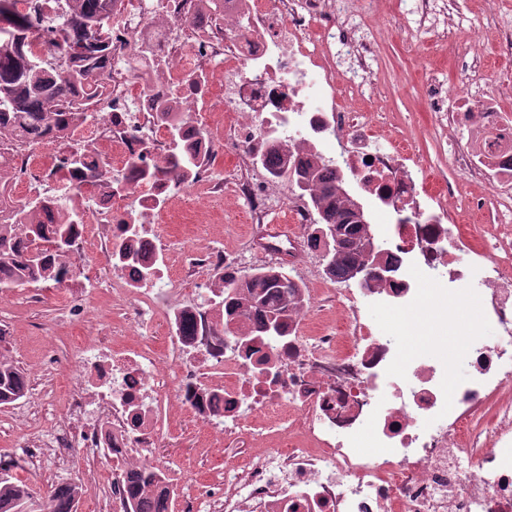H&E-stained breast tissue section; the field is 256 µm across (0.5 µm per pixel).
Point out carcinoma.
Instances as JSON below:
<instances>
[{
  "instance_id": "obj_1",
  "label": "carcinoma",
  "mask_w": 512,
  "mask_h": 512,
  "mask_svg": "<svg viewBox=\"0 0 512 512\" xmlns=\"http://www.w3.org/2000/svg\"><path fill=\"white\" fill-rule=\"evenodd\" d=\"M57 20V39L46 55L34 57L26 46L42 35L43 19ZM117 48L112 44V0H42L30 12L16 9V0H0V145L18 144L29 150L40 143L61 144L56 167L47 176L53 194H37L16 203L0 176V213H11L9 223L0 221V288H15L44 281L62 285L70 264L66 252L75 243L74 226L82 214L67 210L65 197L83 189L53 178L60 171L77 174L92 187L112 189L110 161L89 157L75 139L89 121L104 117L99 105L107 92ZM159 119L174 132L171 144L179 147L185 134L180 113L160 108ZM199 154H166L155 172L171 175L198 167ZM293 181L307 193L318 210L313 241L320 229L334 224L343 230L344 244L332 254L326 273L335 282L349 280L361 261V222L353 201L343 190L344 179L334 169L300 165ZM224 304V320L215 323L214 335H227L233 320L252 321L251 335L269 336L267 323L280 320L288 331V309L299 297L300 285L283 268H259L249 274H225L218 284ZM26 391L24 372L0 360V404L12 402ZM169 478L159 466L134 471L127 479L126 512H169ZM30 499L27 484L5 472L0 465V512H18ZM77 486L55 488L44 503V512H75Z\"/></svg>"
}]
</instances>
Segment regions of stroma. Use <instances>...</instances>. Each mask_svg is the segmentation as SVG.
Segmentation results:
<instances>
[{
    "instance_id": "35a3bbf8",
    "label": "stroma",
    "mask_w": 512,
    "mask_h": 512,
    "mask_svg": "<svg viewBox=\"0 0 512 512\" xmlns=\"http://www.w3.org/2000/svg\"><path fill=\"white\" fill-rule=\"evenodd\" d=\"M454 23L483 24L478 39L462 34L449 42L442 26H414L407 35L397 32L399 0H355L356 10L377 38L378 63L372 87L346 90L345 96L361 114H370L385 134L407 139L412 151L431 167L435 187L457 188L456 207L459 230L473 245L494 239L512 240V213L501 208L487 188L467 183L451 162L452 147L447 131L435 125L426 104L427 87L439 79L466 87L467 64L473 57L485 60L489 69L501 76H512V54L503 48L499 36L512 29V0H451ZM486 200L482 216H468L472 198ZM145 229L162 246L171 285L193 290L198 301H205L213 278L205 261L209 252H243L257 230L245 220L244 206L232 190H225L217 201L206 191H198L186 213L172 219L154 216ZM86 263L92 272L74 277L68 286L40 283L0 294V357L24 370L28 391L9 405H0V461L13 464V476L26 482L32 499L30 512H40L49 492L55 487L79 482L84 470L81 454H74L68 468L45 463L31 467L24 450L34 439L53 432L64 410L69 387L77 376L83 336H96L107 346L121 350L137 344L155 354H163L169 336L165 322L153 315L129 318L126 294L112 291L113 267L106 252L90 250ZM457 307L440 313L424 302L407 316L421 348L454 334L468 336L474 330L484 335L493 326L458 324ZM156 430L161 444L146 449L178 481V494L169 512H209L203 486L224 484V460L263 451V443L251 429H243L240 441L226 443L223 438L198 422L190 421L171 402L161 396L155 404Z\"/></svg>"
}]
</instances>
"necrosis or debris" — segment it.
Wrapping results in <instances>:
<instances>
[{"label": "necrosis or debris", "instance_id": "1", "mask_svg": "<svg viewBox=\"0 0 512 512\" xmlns=\"http://www.w3.org/2000/svg\"><path fill=\"white\" fill-rule=\"evenodd\" d=\"M112 42L137 61L132 69L122 61L112 67V140L120 146L112 171L122 183L99 192L103 210L77 225L79 249L94 245L109 219L127 218L130 199L151 215L201 185L223 192L206 173L181 183L162 176L148 188L144 173L166 138L161 105L186 118L187 151L212 144L199 135L196 113L224 109V140L238 148L228 175L249 223H266L288 182L251 173L266 150L265 128L289 147L290 164L323 156L384 210L410 218L378 233L380 251L392 259L388 279L337 294L335 331L315 336L305 334L303 320L320 296L306 290L287 335L246 336L232 348L202 344L223 309L171 306L168 272L160 270L140 286L135 305L172 319L164 356L87 343L81 383L52 435L30 445L28 463L65 468L79 443L88 454L87 483L96 479L102 448L130 471L158 441L151 372L161 364L173 373L170 392L181 410L216 434L272 428L290 410L297 416L289 448L228 465L210 512H512V404L500 405L484 431L470 428L478 410L512 389V244L472 249L455 234L454 203L432 189L423 159L403 143L381 144L373 121L347 105L343 88L363 87L373 71L375 39L355 38L337 23L335 0H224L216 13L204 0H117ZM217 65L222 94L210 83L184 84L186 73ZM473 69L495 89L476 96L434 84L429 106L464 180L506 193L512 120L503 108L512 102V81L493 80L479 60ZM475 289L484 295L479 322L496 326L498 336L472 332L453 360L437 343L406 351L400 319L408 309L428 296L440 303ZM369 308L385 311L390 324H371ZM453 362L469 369L462 381L448 376ZM473 448L479 458L470 456Z\"/></svg>", "mask_w": 512, "mask_h": 512}]
</instances>
